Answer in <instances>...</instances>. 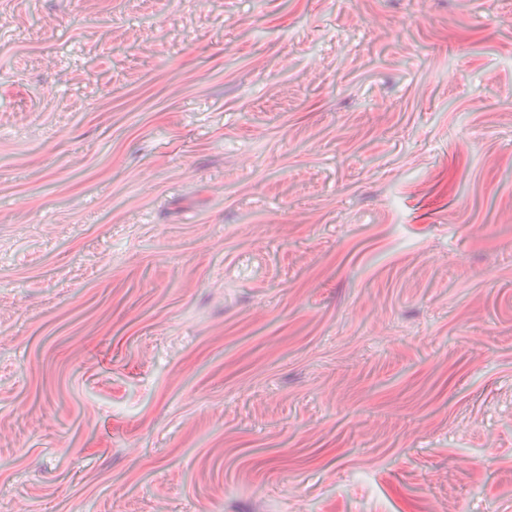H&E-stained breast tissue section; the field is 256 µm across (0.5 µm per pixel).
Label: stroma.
Masks as SVG:
<instances>
[{
	"label": "stroma",
	"mask_w": 512,
	"mask_h": 512,
	"mask_svg": "<svg viewBox=\"0 0 512 512\" xmlns=\"http://www.w3.org/2000/svg\"><path fill=\"white\" fill-rule=\"evenodd\" d=\"M512 512V0H0V512Z\"/></svg>",
	"instance_id": "stroma-1"
}]
</instances>
